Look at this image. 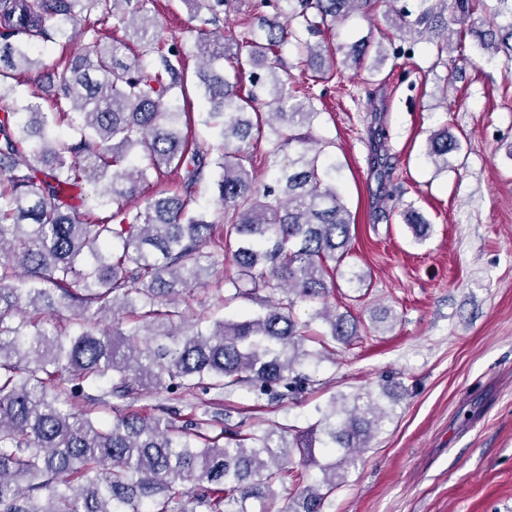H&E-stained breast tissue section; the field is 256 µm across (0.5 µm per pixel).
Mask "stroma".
Instances as JSON below:
<instances>
[{
  "mask_svg": "<svg viewBox=\"0 0 512 512\" xmlns=\"http://www.w3.org/2000/svg\"><path fill=\"white\" fill-rule=\"evenodd\" d=\"M187 67L195 137L219 139L196 77L204 14L183 0H146ZM373 35L389 57L377 69L317 78L285 45L286 79L318 116L312 133L339 166L351 250L329 303L361 322V337L330 342L309 364L312 392L258 402L247 389L220 401L229 424L277 423L303 432L334 396L397 387L384 429L349 468L325 512H512V72L487 63L477 40L452 38L444 63L427 38L356 14L332 47ZM461 141L446 169L426 158L440 127ZM429 223L416 237L404 210ZM390 311V324L380 323Z\"/></svg>",
  "mask_w": 512,
  "mask_h": 512,
  "instance_id": "35a3bbf8",
  "label": "stroma"
}]
</instances>
